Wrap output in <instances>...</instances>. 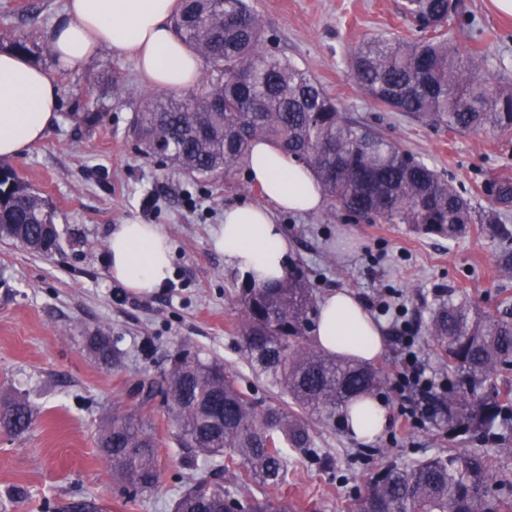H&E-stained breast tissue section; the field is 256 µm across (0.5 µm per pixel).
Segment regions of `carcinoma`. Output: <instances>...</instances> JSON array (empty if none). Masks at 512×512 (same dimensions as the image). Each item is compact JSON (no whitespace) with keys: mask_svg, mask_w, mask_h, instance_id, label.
<instances>
[{"mask_svg":"<svg viewBox=\"0 0 512 512\" xmlns=\"http://www.w3.org/2000/svg\"><path fill=\"white\" fill-rule=\"evenodd\" d=\"M403 8L431 20V33L362 42L351 58L353 80L377 105L450 132L512 133V86L490 81L482 52L448 41L444 28L459 16L448 0H408ZM172 24L210 75L188 95L141 102L129 130L145 155L160 156L173 173L228 177L245 164L251 144L264 140L316 174L331 212L366 214L450 240L480 221L512 237L497 213L476 215L435 170L375 127L344 116L314 77L270 53L246 0H183ZM57 239L53 207L0 164V240L49 255ZM235 302L248 363L293 407L260 409L230 368L176 352L163 378L167 421L177 445L189 450L186 466L202 459L209 477L183 492L172 512H230L232 500L239 512H288V503L275 497L288 482L286 449L310 447L309 421L341 420L349 403L386 382L380 368L307 341L317 300L301 275L278 284L250 277ZM425 335L458 377L448 402L436 398L451 429L469 435L500 429L498 452L512 454L505 432L512 389H493L500 371L512 366V312L484 313L450 292L431 311ZM85 341L100 363L116 361L110 337L96 332ZM33 417L27 399L0 398V432L24 433ZM160 445L133 411L112 415L99 430L112 480L131 497L158 487ZM491 461L450 451L406 467L389 465L366 485L355 512H493Z\"/></svg>","mask_w":512,"mask_h":512,"instance_id":"cac0c4a2","label":"carcinoma"}]
</instances>
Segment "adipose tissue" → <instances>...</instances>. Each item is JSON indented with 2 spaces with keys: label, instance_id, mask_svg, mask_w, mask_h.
I'll return each mask as SVG.
<instances>
[{
  "label": "adipose tissue",
  "instance_id": "1",
  "mask_svg": "<svg viewBox=\"0 0 512 512\" xmlns=\"http://www.w3.org/2000/svg\"><path fill=\"white\" fill-rule=\"evenodd\" d=\"M178 5V0H67L45 40L61 68L81 70L109 47L133 60L145 86L185 91L199 83L202 62L173 32ZM59 99V87L46 69L11 50L0 51V158L17 157L45 139L58 119ZM246 169L268 204L226 208L217 245L235 268L274 284L287 277L290 264L276 212L317 213L326 199L311 169L271 143L252 144ZM108 247L110 275L130 292L151 294L173 274V246L159 225H117ZM313 340L326 353L370 362L385 347L383 328L346 289L320 301ZM389 416L388 406L368 395L350 406L343 424L351 436L370 441L385 429Z\"/></svg>",
  "mask_w": 512,
  "mask_h": 512
}]
</instances>
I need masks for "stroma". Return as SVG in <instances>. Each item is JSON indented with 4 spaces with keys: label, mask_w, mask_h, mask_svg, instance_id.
I'll use <instances>...</instances> for the list:
<instances>
[{
    "label": "stroma",
    "mask_w": 512,
    "mask_h": 512,
    "mask_svg": "<svg viewBox=\"0 0 512 512\" xmlns=\"http://www.w3.org/2000/svg\"><path fill=\"white\" fill-rule=\"evenodd\" d=\"M64 0H0V40L29 35L33 60L53 71L61 90L59 119L47 138L12 158L10 166L56 212L61 248L45 257L0 241V396L18 393L36 410L18 436L0 434V512H74L93 502L103 512H170L173 501L206 466L182 467L183 449L169 437L166 407L153 401L149 415L162 442L163 478L151 492L129 498L112 481L97 446L102 423L136 406L137 382L159 378L171 355L189 350L201 361L234 369L241 387L259 403L288 398L246 361L234 303L244 277L215 246L226 207L264 204L261 188L238 168L220 180L191 181L158 159L142 155L129 133L135 108L149 90L123 54L104 49L82 70L57 71L44 33ZM264 25L269 49L315 77L347 117L368 123L436 169L476 211L497 210L512 227V134L448 132L400 112L378 108L350 73L363 40L408 36L404 0H249ZM470 18L455 40L475 45L493 81L512 84V15L491 0H461ZM104 109L96 124L73 120L87 95ZM135 220L159 225L173 245V278L149 295L112 280L108 238L116 225ZM292 250L291 266L317 296L353 291L385 333L391 316L379 302L401 307L413 349L447 383L438 352L424 343V326L439 296H466L480 310L512 308V272L500 270L501 243L489 224H474L455 240L423 234L405 224H384L346 211L277 215ZM111 336L117 364L96 361L85 331ZM402 351L388 338L377 363L388 373L378 391L391 420L371 441L343 427L312 424V448L288 452V483L279 493L291 512H353L366 482L388 464H408L448 450L493 456L499 480L512 483V456L497 455L493 441L459 435L442 417L416 425L407 416L411 394L398 386ZM21 485L23 499L9 492Z\"/></svg>",
    "instance_id": "35a3bbf8"
}]
</instances>
